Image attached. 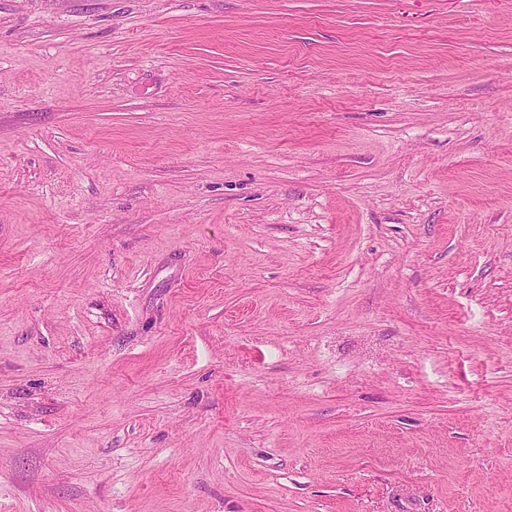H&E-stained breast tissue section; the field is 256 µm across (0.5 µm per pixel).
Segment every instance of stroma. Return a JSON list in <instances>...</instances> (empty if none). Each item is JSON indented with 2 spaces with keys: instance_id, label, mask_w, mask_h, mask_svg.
<instances>
[{
  "instance_id": "1",
  "label": "stroma",
  "mask_w": 512,
  "mask_h": 512,
  "mask_svg": "<svg viewBox=\"0 0 512 512\" xmlns=\"http://www.w3.org/2000/svg\"><path fill=\"white\" fill-rule=\"evenodd\" d=\"M0 512H512V0H0Z\"/></svg>"
}]
</instances>
